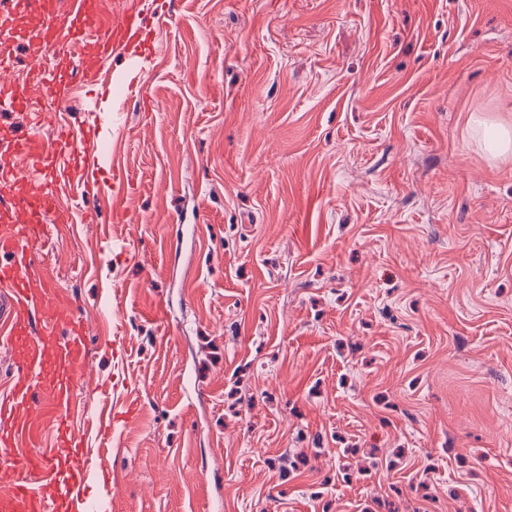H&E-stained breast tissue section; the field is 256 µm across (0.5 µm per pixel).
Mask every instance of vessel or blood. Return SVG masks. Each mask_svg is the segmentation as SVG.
<instances>
[{
    "label": "vessel or blood",
    "mask_w": 512,
    "mask_h": 512,
    "mask_svg": "<svg viewBox=\"0 0 512 512\" xmlns=\"http://www.w3.org/2000/svg\"><path fill=\"white\" fill-rule=\"evenodd\" d=\"M174 0H126L113 13L92 10L88 0H25L38 27L26 42L32 61L44 63L42 79L21 84L11 70L15 40L11 16L0 15V112L28 109L31 134L0 145V342L12 350L14 378L0 389V512H86L88 485L105 474L101 450L131 419L127 404L103 397L77 400L75 381L87 357L78 309L56 302L57 285L43 266L50 225L68 224L62 188L110 196L126 185L118 166L103 167L104 116L92 113L78 130L55 126L75 82L100 81L101 57L127 58L142 89L153 67ZM43 179L41 193L22 185ZM67 467H59L60 457Z\"/></svg>",
    "instance_id": "obj_1"
}]
</instances>
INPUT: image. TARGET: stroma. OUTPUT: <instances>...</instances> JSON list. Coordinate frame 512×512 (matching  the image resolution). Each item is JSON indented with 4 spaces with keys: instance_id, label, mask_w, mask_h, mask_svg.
<instances>
[{
    "instance_id": "35a3bbf8",
    "label": "stroma",
    "mask_w": 512,
    "mask_h": 512,
    "mask_svg": "<svg viewBox=\"0 0 512 512\" xmlns=\"http://www.w3.org/2000/svg\"><path fill=\"white\" fill-rule=\"evenodd\" d=\"M75 85L130 186L44 255L102 512H512V0H179L144 88Z\"/></svg>"
}]
</instances>
